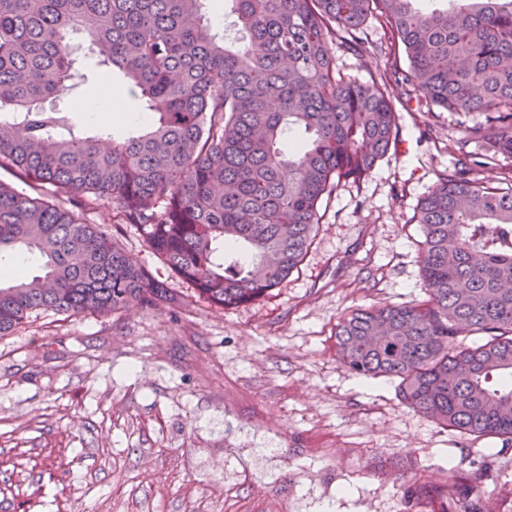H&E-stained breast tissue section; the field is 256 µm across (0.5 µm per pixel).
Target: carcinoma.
I'll list each match as a JSON object with an SVG mask.
<instances>
[{
    "label": "carcinoma",
    "mask_w": 512,
    "mask_h": 512,
    "mask_svg": "<svg viewBox=\"0 0 512 512\" xmlns=\"http://www.w3.org/2000/svg\"><path fill=\"white\" fill-rule=\"evenodd\" d=\"M206 0H0V168L55 191L115 204L147 248L222 308L280 287L311 245L319 205L369 174L395 143L393 100L491 113L465 128L512 157V0H224L242 37L205 19ZM379 13L409 71L394 83L345 80L336 45L363 54ZM118 68L149 114L122 139L89 135L48 99L80 101L87 76L66 35ZM306 138L287 143L293 128ZM458 166L423 197L425 297L356 309L336 324L353 374L400 380L404 406L443 427L512 445V186ZM37 252L45 273L0 265V335L37 311L155 308L166 286L94 224L47 195L0 181V254ZM480 342L456 343L459 329Z\"/></svg>",
    "instance_id": "obj_1"
}]
</instances>
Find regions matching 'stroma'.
<instances>
[{"label": "stroma", "mask_w": 512, "mask_h": 512, "mask_svg": "<svg viewBox=\"0 0 512 512\" xmlns=\"http://www.w3.org/2000/svg\"><path fill=\"white\" fill-rule=\"evenodd\" d=\"M374 49L338 52L360 81L407 69L377 19ZM399 139L323 198L302 263L255 304L199 299L111 201H55L165 281L173 302L99 316L30 314L0 335V512H405L416 480L487 470L512 507V447L460 437L400 403L394 378L337 359L338 319L422 298L420 200L467 154L460 116L396 103Z\"/></svg>", "instance_id": "stroma-1"}]
</instances>
